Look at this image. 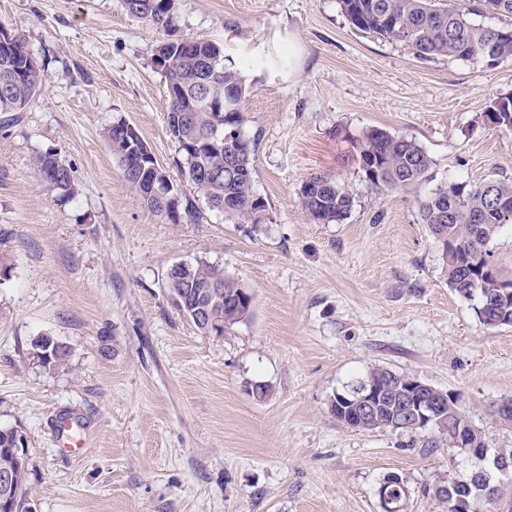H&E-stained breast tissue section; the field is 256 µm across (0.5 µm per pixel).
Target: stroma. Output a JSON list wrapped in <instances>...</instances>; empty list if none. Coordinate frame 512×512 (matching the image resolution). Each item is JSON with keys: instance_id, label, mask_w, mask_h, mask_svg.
Listing matches in <instances>:
<instances>
[{"instance_id": "stroma-1", "label": "stroma", "mask_w": 512, "mask_h": 512, "mask_svg": "<svg viewBox=\"0 0 512 512\" xmlns=\"http://www.w3.org/2000/svg\"><path fill=\"white\" fill-rule=\"evenodd\" d=\"M0 27L44 72L23 111L0 114V426L28 436L23 512H382L391 473L405 512H447L435 489L471 469L464 453L329 411L376 364L457 393L489 447L512 448L495 412L512 397V326H483L449 287L418 210L449 180L512 181V130L481 119L512 92V60H419L354 29L339 0H176L166 30L124 0H0ZM182 38L221 43L241 67L259 231L195 197L177 164L151 58ZM118 119L193 216L171 220L130 188L103 136ZM370 128L422 146L430 180L382 193L344 163ZM42 153L71 166L75 195L45 190ZM315 172L353 198L344 220L302 211ZM196 259L250 290L248 321L205 336L176 310L168 273ZM41 335L62 366L33 363ZM70 433L83 447L63 448ZM398 476L399 475L397 474L388 475L387 479L383 480L377 489V495L379 497L383 512H400L403 508V505L399 500L391 497L390 488L388 487L390 484H392L390 486L392 488V496L399 498L402 502L406 501L408 496L407 486L401 477L399 480L400 482H396L398 480Z\"/></svg>"}]
</instances>
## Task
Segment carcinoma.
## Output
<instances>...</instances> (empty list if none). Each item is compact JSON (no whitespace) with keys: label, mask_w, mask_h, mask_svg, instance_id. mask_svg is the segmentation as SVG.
I'll return each instance as SVG.
<instances>
[{"label":"carcinoma","mask_w":512,"mask_h":512,"mask_svg":"<svg viewBox=\"0 0 512 512\" xmlns=\"http://www.w3.org/2000/svg\"><path fill=\"white\" fill-rule=\"evenodd\" d=\"M127 11L156 28L170 26L175 0H124ZM349 24L365 33L408 45L416 58L429 60L454 57L472 63L490 65L512 59V31L476 24L470 15L498 13L512 16V0H340ZM195 52H188L181 40L165 44L166 64L162 70L168 89L167 130L180 155L185 180L210 209L224 214L235 224L258 226L266 220V203L255 190V140L242 128L241 102L246 86L240 71L224 63L222 47L207 39L194 40ZM43 74L24 42L0 45V112H20L42 85ZM222 102L223 112H214ZM112 156L123 171L126 182L139 190L140 175L127 167L133 146L143 145L141 135L117 121L104 132ZM348 159L365 174L378 191L406 192L429 177L432 160L414 140L372 128L349 137ZM34 166L50 192L75 193L71 167L53 153L36 156ZM308 189L299 199L308 219L330 223L344 219L353 207V199L337 177L315 173L305 179ZM154 210L172 220L180 218L179 200L165 194L141 196ZM500 200L512 202V182L490 180L481 185L448 181L418 200L419 215L441 244L442 269L448 285L461 297L477 301L475 313L488 328L512 325V292L502 293V284L512 285V270L499 263L491 244L507 226L512 212L497 210ZM222 286V295L214 296L207 285ZM168 290L176 309L202 334L195 315L210 309L222 326L248 320L253 296L224 268L208 261L193 262V275L169 279ZM413 376L383 365L371 367L364 376L330 399V412L341 425L359 430L390 429L427 437L452 449L451 429L466 418L454 393L443 394L434 386L419 394L421 400L442 399L436 417L428 426H412L402 417L399 397ZM387 384L396 398L379 406L368 420L350 416L342 410L352 401L355 389L363 384ZM18 428L0 427V467L16 466L13 485L0 488V498L20 503L26 480L25 453L11 458ZM511 502L505 497V484L491 479V487L482 497L472 500L470 512H488L490 506Z\"/></svg>","instance_id":"carcinoma-1"}]
</instances>
